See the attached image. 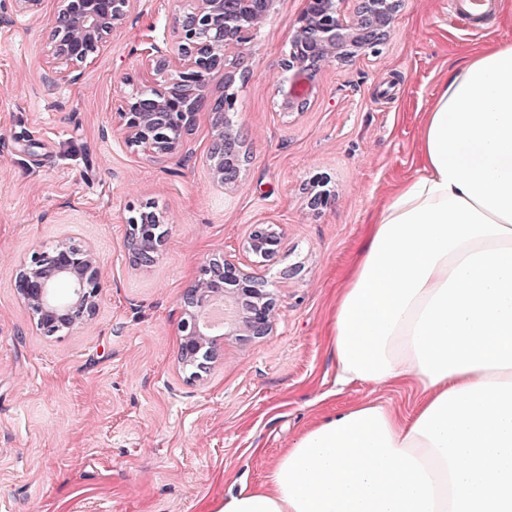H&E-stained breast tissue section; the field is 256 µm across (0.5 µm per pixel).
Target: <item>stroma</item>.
<instances>
[{"label": "stroma", "instance_id": "35a3bbf8", "mask_svg": "<svg viewBox=\"0 0 512 512\" xmlns=\"http://www.w3.org/2000/svg\"><path fill=\"white\" fill-rule=\"evenodd\" d=\"M186 0H134L122 25L78 71L47 86L57 0L0 12V512H210L228 492L262 485L291 441L321 416L363 399L410 413L403 383L333 390L326 327L371 214L422 165L434 96L463 57L512 40V0H494L480 30L448 0H403L378 53L314 77L300 114L276 88L306 0H277L241 59L234 120L250 157L230 190L212 187V123L199 109L188 157L127 151L115 130L125 96L153 78L149 51ZM332 202L309 203L313 179ZM154 202L168 238L158 263L125 254L128 204ZM274 224L271 258L247 252ZM90 242L102 284L92 320L40 335L12 280L33 247ZM215 254L268 280L271 332L218 340L202 378L179 361L181 298Z\"/></svg>", "mask_w": 512, "mask_h": 512}]
</instances>
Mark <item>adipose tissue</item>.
Returning a JSON list of instances; mask_svg holds the SVG:
<instances>
[{
	"label": "adipose tissue",
	"mask_w": 512,
	"mask_h": 512,
	"mask_svg": "<svg viewBox=\"0 0 512 512\" xmlns=\"http://www.w3.org/2000/svg\"><path fill=\"white\" fill-rule=\"evenodd\" d=\"M422 146L329 323L337 389L409 380L421 401L322 417L214 512H512V42L449 70Z\"/></svg>",
	"instance_id": "adipose-tissue-1"
}]
</instances>
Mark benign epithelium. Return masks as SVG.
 <instances>
[{
  "mask_svg": "<svg viewBox=\"0 0 512 512\" xmlns=\"http://www.w3.org/2000/svg\"><path fill=\"white\" fill-rule=\"evenodd\" d=\"M58 2L50 46L59 66L72 72L100 51L127 16L133 0ZM345 2L306 0L283 60L287 77L277 89L281 111H305L313 92L312 76L319 68L375 52L390 36L400 0H359L348 18L343 14ZM274 5L275 0H190L167 30L163 45L151 48L155 79L126 97L118 113L125 148L156 159L181 153L197 111L205 106L213 129L212 182L221 189L235 186L248 155L232 118L236 102L232 88L244 80L240 54L253 33L269 20ZM217 75L224 77V94L213 97L209 89ZM127 212L125 249L130 264L151 267L166 242L164 216L151 202L130 204ZM278 245L279 233L269 225L256 226L247 239L248 251L265 260L276 253ZM60 282L69 286L62 300L54 295ZM13 288L43 335L68 332L95 312L102 288L97 253L91 245L75 241H62L49 249L38 246L16 273ZM224 295L241 308L230 335L259 338L271 330L275 302L268 284L227 258L207 260L182 298L186 317L180 324V360L195 368L196 377L216 356L215 342L201 328V318L211 300Z\"/></svg>",
  "mask_w": 512,
  "mask_h": 512,
  "instance_id": "benign-epithelium-1",
  "label": "benign epithelium"
}]
</instances>
